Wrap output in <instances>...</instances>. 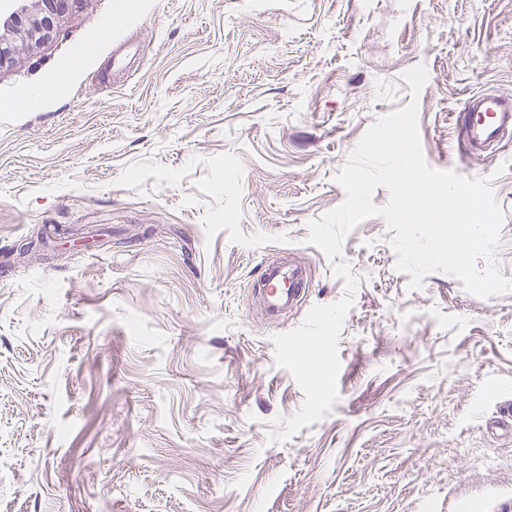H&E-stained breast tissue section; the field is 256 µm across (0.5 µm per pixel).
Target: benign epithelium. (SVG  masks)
Returning a JSON list of instances; mask_svg holds the SVG:
<instances>
[{"mask_svg":"<svg viewBox=\"0 0 512 512\" xmlns=\"http://www.w3.org/2000/svg\"><path fill=\"white\" fill-rule=\"evenodd\" d=\"M83 0H35L29 10L28 0H0V23L12 28L14 39L28 48L50 38L60 20L79 7Z\"/></svg>","mask_w":512,"mask_h":512,"instance_id":"7a95c632","label":"benign epithelium"}]
</instances>
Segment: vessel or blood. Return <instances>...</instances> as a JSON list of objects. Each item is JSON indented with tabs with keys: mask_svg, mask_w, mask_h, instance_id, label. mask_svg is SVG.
Listing matches in <instances>:
<instances>
[{
	"mask_svg": "<svg viewBox=\"0 0 512 512\" xmlns=\"http://www.w3.org/2000/svg\"><path fill=\"white\" fill-rule=\"evenodd\" d=\"M459 134L468 152L479 153L512 133V97L474 95L458 113ZM308 283L300 265L278 258L265 261L253 283L263 307L273 318L287 315L301 303Z\"/></svg>",
	"mask_w": 512,
	"mask_h": 512,
	"instance_id": "obj_1",
	"label": "vessel or blood"
}]
</instances>
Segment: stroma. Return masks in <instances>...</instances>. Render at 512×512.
Masks as SVG:
<instances>
[{
  "label": "stroma",
  "mask_w": 512,
  "mask_h": 512,
  "mask_svg": "<svg viewBox=\"0 0 512 512\" xmlns=\"http://www.w3.org/2000/svg\"><path fill=\"white\" fill-rule=\"evenodd\" d=\"M115 9L0 68V102L68 78L0 111V512H512V292L409 290L379 217L341 247L338 400L268 439L304 399L274 336L345 291L307 224L378 118L417 101L427 163L490 179L512 278V140L454 125L512 94V0H139L89 47ZM282 249L311 288L273 323L250 287ZM456 123L465 149L479 154L512 132V97L472 95L456 116Z\"/></svg>",
  "instance_id": "obj_1"
}]
</instances>
